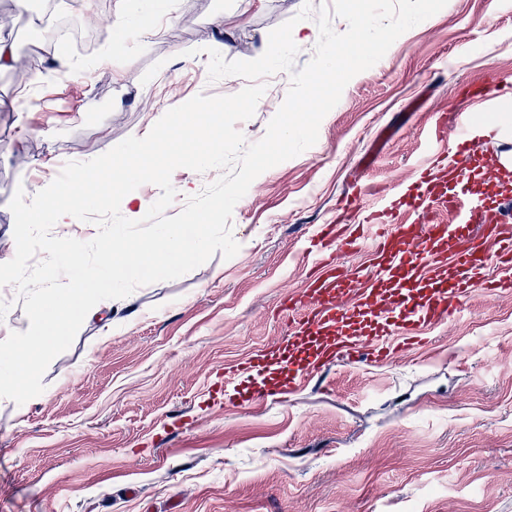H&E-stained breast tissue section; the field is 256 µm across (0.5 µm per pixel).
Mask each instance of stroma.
<instances>
[{
	"label": "stroma",
	"instance_id": "stroma-1",
	"mask_svg": "<svg viewBox=\"0 0 512 512\" xmlns=\"http://www.w3.org/2000/svg\"><path fill=\"white\" fill-rule=\"evenodd\" d=\"M303 0H107L94 14L48 0L60 22L100 32L126 15L110 54L72 58L73 75L41 69L24 112H0V263L16 251L9 203L35 194L70 161L145 137L171 100L231 95L247 81L208 79V49L252 60ZM0 36L38 55L14 0ZM157 31H141L145 16ZM495 70L512 84V0H448L356 75L324 117L315 145L260 174L236 204L231 259L214 254L180 278L105 300L24 404L0 398V512H512V294L476 293L425 349L380 366H337L297 394L225 410L208 389L228 364L277 336L279 306L307 273L299 253L336 222L350 193L364 207L400 192L433 150L439 112L470 100L476 115L512 110L482 100ZM260 140L290 75L265 78ZM221 175L179 168L166 211Z\"/></svg>",
	"mask_w": 512,
	"mask_h": 512
}]
</instances>
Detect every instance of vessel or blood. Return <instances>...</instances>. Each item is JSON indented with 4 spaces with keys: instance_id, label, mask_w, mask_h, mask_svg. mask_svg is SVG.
<instances>
[{
    "instance_id": "1",
    "label": "vessel or blood",
    "mask_w": 512,
    "mask_h": 512,
    "mask_svg": "<svg viewBox=\"0 0 512 512\" xmlns=\"http://www.w3.org/2000/svg\"><path fill=\"white\" fill-rule=\"evenodd\" d=\"M473 124L461 108L441 114L435 133L455 143L453 160L431 157L356 233L342 224L319 227L304 250L318 273L283 297L285 336L225 374L226 406L290 395L339 360L386 363L418 344L419 327L460 313L474 288L512 292L511 279L479 281L487 266L512 268V213L485 193L502 163L472 138ZM438 208L449 212L448 223L429 220ZM403 212L419 215L420 223H400ZM368 251L375 262L367 269L338 262L342 254Z\"/></svg>"
}]
</instances>
